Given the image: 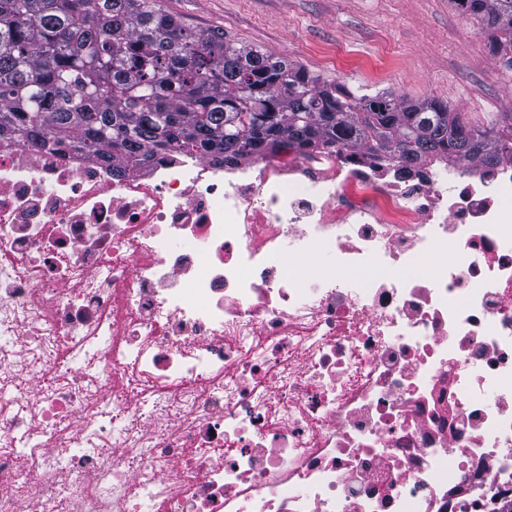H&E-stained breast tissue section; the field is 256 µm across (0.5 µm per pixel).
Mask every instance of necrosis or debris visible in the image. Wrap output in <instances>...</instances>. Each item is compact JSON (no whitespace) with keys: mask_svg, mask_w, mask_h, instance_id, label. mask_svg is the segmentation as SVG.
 Returning <instances> with one entry per match:
<instances>
[{"mask_svg":"<svg viewBox=\"0 0 512 512\" xmlns=\"http://www.w3.org/2000/svg\"><path fill=\"white\" fill-rule=\"evenodd\" d=\"M511 196L509 160L0 142V439L42 451L0 454V512H55L64 480L69 512H512ZM132 371L134 436L105 419L138 420Z\"/></svg>","mask_w":512,"mask_h":512,"instance_id":"4bbe7bcc","label":"necrosis or debris"}]
</instances>
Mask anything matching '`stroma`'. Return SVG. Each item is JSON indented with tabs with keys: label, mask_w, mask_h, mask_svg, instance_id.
Returning <instances> with one entry per match:
<instances>
[{
	"label": "stroma",
	"mask_w": 512,
	"mask_h": 512,
	"mask_svg": "<svg viewBox=\"0 0 512 512\" xmlns=\"http://www.w3.org/2000/svg\"><path fill=\"white\" fill-rule=\"evenodd\" d=\"M194 29L261 47L367 93L447 101L466 118L512 122V70L454 0H160Z\"/></svg>",
	"instance_id": "stroma-1"
}]
</instances>
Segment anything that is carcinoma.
<instances>
[{
  "instance_id": "obj_1",
  "label": "carcinoma",
  "mask_w": 512,
  "mask_h": 512,
  "mask_svg": "<svg viewBox=\"0 0 512 512\" xmlns=\"http://www.w3.org/2000/svg\"><path fill=\"white\" fill-rule=\"evenodd\" d=\"M512 69V0H455ZM0 140L149 163L194 152L236 165L289 142L419 164L512 160V123L438 99L359 95L159 0H0Z\"/></svg>"
}]
</instances>
